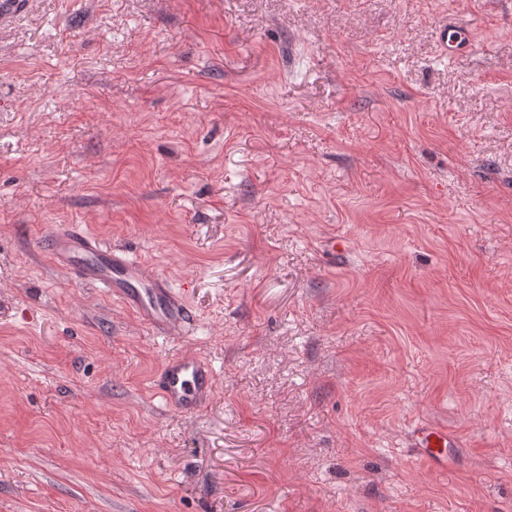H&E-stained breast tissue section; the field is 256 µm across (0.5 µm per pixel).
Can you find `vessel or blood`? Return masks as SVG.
<instances>
[{"label": "vessel or blood", "instance_id": "obj_1", "mask_svg": "<svg viewBox=\"0 0 512 512\" xmlns=\"http://www.w3.org/2000/svg\"><path fill=\"white\" fill-rule=\"evenodd\" d=\"M470 45L466 31L440 30L436 51L455 57ZM47 252L50 260L86 285L104 289L113 299L132 311L137 319L162 334L179 332L190 311L171 280L152 264L125 251L104 246L78 224L54 234ZM216 377L210 363L193 351L168 358L153 381V392L173 411H200L213 397ZM411 446L420 461L444 466L455 440L446 428L418 424L410 430Z\"/></svg>", "mask_w": 512, "mask_h": 512}]
</instances>
